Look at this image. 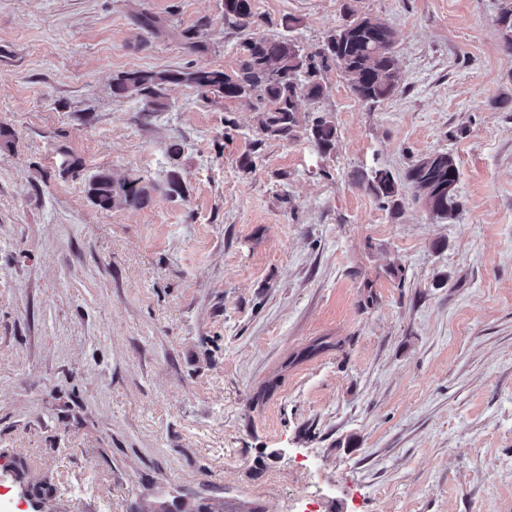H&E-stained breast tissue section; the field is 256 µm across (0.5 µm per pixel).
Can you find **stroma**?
<instances>
[{
  "label": "stroma",
  "instance_id": "stroma-1",
  "mask_svg": "<svg viewBox=\"0 0 512 512\" xmlns=\"http://www.w3.org/2000/svg\"><path fill=\"white\" fill-rule=\"evenodd\" d=\"M254 4L243 32L224 0H0V512H512L505 0ZM353 12L390 26L401 82L371 105L322 72L298 107L332 117L327 153L186 84L161 112L112 92L232 72L249 36L313 54ZM437 152L449 223L406 179ZM172 170L183 194L142 208L87 196ZM459 168L454 156L444 153H432L418 159L406 173V179L417 188L430 192L440 191L441 200L433 214V199L423 198L426 212L434 219L450 221L457 209V189ZM368 187L382 207H395L399 204V189L390 172L384 169L376 170L373 177L368 180Z\"/></svg>",
  "mask_w": 512,
  "mask_h": 512
}]
</instances>
